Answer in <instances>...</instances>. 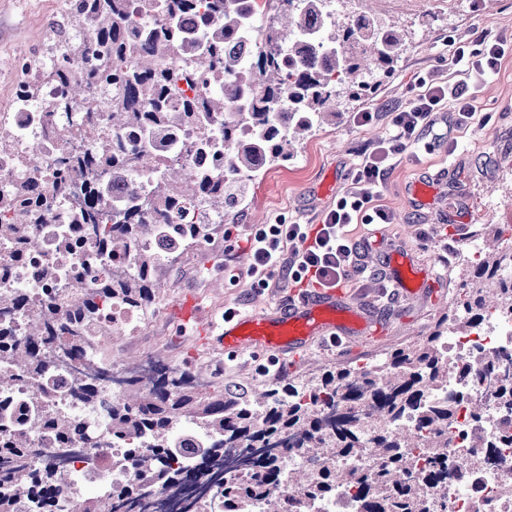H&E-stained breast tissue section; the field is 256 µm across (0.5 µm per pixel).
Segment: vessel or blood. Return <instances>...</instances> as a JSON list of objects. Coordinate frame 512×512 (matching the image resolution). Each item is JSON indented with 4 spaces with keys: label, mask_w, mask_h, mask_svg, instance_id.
<instances>
[{
    "label": "vessel or blood",
    "mask_w": 512,
    "mask_h": 512,
    "mask_svg": "<svg viewBox=\"0 0 512 512\" xmlns=\"http://www.w3.org/2000/svg\"><path fill=\"white\" fill-rule=\"evenodd\" d=\"M348 312L351 324L337 323L336 312ZM180 318L192 324L203 343L225 356L244 353L278 354L297 358L317 341L354 342L378 334L382 326L371 313L367 300H356L343 287L305 288L288 306L272 312L255 309L233 313L214 320L201 302L187 297L179 310Z\"/></svg>",
    "instance_id": "vessel-or-blood-1"
}]
</instances>
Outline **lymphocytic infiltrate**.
Masks as SVG:
<instances>
[{"mask_svg": "<svg viewBox=\"0 0 512 512\" xmlns=\"http://www.w3.org/2000/svg\"><path fill=\"white\" fill-rule=\"evenodd\" d=\"M505 46L501 38L473 50L460 43L448 59L454 78L434 72L417 74L409 102L390 112L389 135L362 153L350 183L318 227L279 221L255 228L247 238L253 258L249 268L253 287L262 291L275 288L285 278L298 283L310 278L322 286L351 282L358 256V245L350 236L352 226L393 220L392 212L378 199V188L394 159L419 140L433 125L436 112L445 107H452L458 129H468L474 123V85L497 73Z\"/></svg>", "mask_w": 512, "mask_h": 512, "instance_id": "f902f5d3", "label": "lymphocytic infiltrate"}]
</instances>
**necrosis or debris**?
Instances as JSON below:
<instances>
[{"mask_svg":"<svg viewBox=\"0 0 512 512\" xmlns=\"http://www.w3.org/2000/svg\"><path fill=\"white\" fill-rule=\"evenodd\" d=\"M56 57L54 45L49 44L21 52L17 58L25 83L15 86L9 108L0 110V127L12 132L9 146L0 147V206L9 202L20 184L46 189L56 159L69 150L68 144L48 133L49 127L66 121L61 107L67 92L56 76ZM27 87L37 88L38 94L29 97L22 107L18 101ZM82 200V194L77 192L52 202L49 219L34 230L39 246L25 259H17L13 247L0 245V292L26 287L37 293L51 288L65 302L71 297L74 277L111 271V255L97 251L93 245L71 251L59 243V228ZM441 344L446 350L448 378L431 388L427 398L437 402L454 395L460 402L455 424L449 430L453 444L439 451L447 458L451 471L440 501L447 512H512V499L502 495L503 486L512 482V444L503 445L498 440L504 420L512 417V409L487 400L481 386L460 373L461 366L476 354L512 352V316L490 311L470 334H448ZM476 403L484 406L482 430L487 439L486 452L478 460L465 448L473 427L471 408ZM93 454L98 458L97 464L78 461L73 466L86 484L104 488L127 469L124 444L103 446L94 449Z\"/></svg>","mask_w":512,"mask_h":512,"instance_id":"obj_1","label":"necrosis or debris"}]
</instances>
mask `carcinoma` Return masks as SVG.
<instances>
[{"label": "carcinoma", "instance_id": "obj_1", "mask_svg": "<svg viewBox=\"0 0 512 512\" xmlns=\"http://www.w3.org/2000/svg\"><path fill=\"white\" fill-rule=\"evenodd\" d=\"M160 0L162 20L141 31L131 19L135 0H93L91 15L72 9L59 30L66 47L86 28L94 34L80 61L64 55L58 70L68 90V108L76 112L103 86L106 121L112 140L91 153L80 139V123L55 128L71 150L56 160L51 193L64 197L79 189L83 206L61 231L65 242L87 238L114 258L133 255V270L113 269L92 288L83 279L72 284L71 303L58 302L53 289L40 298L0 296V318L27 314L23 336L0 333V390L39 380L67 365L73 375L71 402L94 405L101 388L118 385L122 402L108 411L109 434L129 439L128 466L135 476L117 482L80 504V512H121L142 504L145 491L185 486L187 472L207 484L213 469L236 456L249 467L217 484L224 512H251L263 500L267 512H306L309 504L332 496L336 486L356 487L360 512H429L448 476V462L430 457L417 468L412 448L448 447L454 422L453 399L428 405L424 396L447 378L440 347L442 336L466 335L490 310L512 313V276L504 274L512 256L484 253L474 265L461 264L459 293L448 314L425 340L383 353L369 367L322 369L307 380H285L249 399L227 392L223 384L202 382L197 367L155 363L148 381L139 370L117 378L102 356L99 333L108 326V307L130 308L157 302V277L174 253L134 251L140 241L181 236L189 244L208 242L221 224H190L200 206L224 218L238 202L236 186L267 165L293 156L295 145L328 118L341 114L344 98L369 99L381 78L390 76L405 48L408 31L395 23L380 24L374 14L342 8L327 17L331 0ZM251 34V55L242 58L228 47ZM139 43L127 60L130 41ZM224 80L200 93L213 69ZM216 124L224 146V173L192 167L172 153L161 157L160 145L171 147L183 127ZM153 178L135 184L137 175ZM130 182L135 191L118 203L109 182ZM48 199H33L17 188L14 207L0 211V241L23 253L38 246L30 225L49 215ZM501 354H478L460 373L477 381L505 365ZM364 412L363 422L355 419ZM405 414L416 416L413 431L392 427ZM215 435L187 456L175 435L176 422ZM82 420L45 410L27 429L0 424V512H52L54 493L73 473L60 469L69 460L32 467L31 436L50 435L61 448L75 437L94 444L99 435L84 432ZM375 449L377 465L369 470L345 469L336 459ZM295 452L312 462L299 465L288 481L300 486L297 497L280 490L282 459Z\"/></svg>", "mask_w": 512, "mask_h": 512}]
</instances>
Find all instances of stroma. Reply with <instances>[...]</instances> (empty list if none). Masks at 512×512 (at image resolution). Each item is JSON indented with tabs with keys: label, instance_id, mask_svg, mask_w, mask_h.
Instances as JSON below:
<instances>
[{
	"label": "stroma",
	"instance_id": "1",
	"mask_svg": "<svg viewBox=\"0 0 512 512\" xmlns=\"http://www.w3.org/2000/svg\"><path fill=\"white\" fill-rule=\"evenodd\" d=\"M64 7L63 0H0V72L11 71L21 50L40 46L51 19ZM374 9L378 17L416 31L394 73L372 99L356 105L360 111L379 112V120L359 127L351 113H344L309 134L292 158L261 170L248 196L236 208L225 210L220 233L164 266L161 318L112 348L124 366L150 356L174 365L215 358V351L200 344L177 314L186 295L199 298L217 320L228 308L244 313L255 305L272 309L287 301L298 283L284 282L261 293L253 290L246 274L252 261L246 243L249 233L278 218L289 224H319L349 184L361 154L385 136L386 111L410 99L415 73L447 71L451 43L476 49L485 40L512 38V0H374ZM475 99L476 120L466 134H457L450 110H443L433 129L391 170L379 199L392 211L393 223L360 225L353 232L363 240L361 263L379 268L394 250H405L414 267L424 268L432 279L430 292L405 299L398 307L379 309L384 337H364L351 347L314 348L295 367L277 364L265 377L257 373L256 355L225 359L226 387L251 394L288 378H310L323 367L369 363L390 348L427 336L457 292L466 244L477 241L484 225L512 224V50L498 73L476 91ZM454 137L461 142L455 150L448 145ZM417 181L431 188L421 206L410 191Z\"/></svg>",
	"mask_w": 512,
	"mask_h": 512
}]
</instances>
